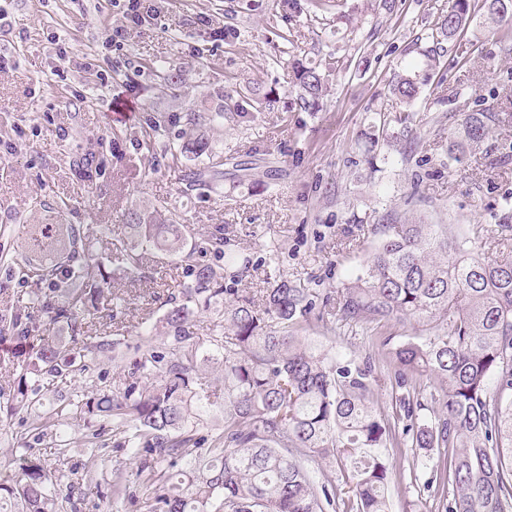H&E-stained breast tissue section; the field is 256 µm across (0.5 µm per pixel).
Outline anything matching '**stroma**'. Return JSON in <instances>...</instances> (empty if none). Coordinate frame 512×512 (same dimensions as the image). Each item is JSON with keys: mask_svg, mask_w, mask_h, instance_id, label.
Instances as JSON below:
<instances>
[{"mask_svg": "<svg viewBox=\"0 0 512 512\" xmlns=\"http://www.w3.org/2000/svg\"><path fill=\"white\" fill-rule=\"evenodd\" d=\"M273 0H163L160 21L129 27L121 46L107 42L124 21L123 0H0V312L15 307L39 280L29 261L26 231L32 224H69L75 240L57 265L70 269L90 257L102 262L107 284L122 303L99 335L120 340L126 358L150 341L170 342L164 317L168 294L191 283V268L223 273L228 298L261 296L279 279L298 280L329 292L359 274L383 224L424 218L450 224L476 241L481 257L507 252L484 230L512 225V122L496 123L466 163L448 156V144L473 110L500 111L512 101V38L501 41L482 12L447 46L425 86L412 132L397 149L370 147L366 134L380 113L396 105L388 86L420 47L431 43L442 12L454 0H405L388 13L376 0H340L352 27L327 35L335 13H280ZM207 17L200 25L199 17ZM227 32L217 39V29ZM74 49L63 74L51 36ZM327 66L329 88L319 111L298 112L291 68L281 51ZM180 69L181 81L159 92L152 65ZM112 78L100 86V75ZM258 87L270 104L254 123L225 122L210 131L228 156L218 191L190 187L182 166L142 146L154 112L181 117L202 96ZM132 105L130 122L109 126V108ZM276 162V179L263 169L238 171L233 160L252 153ZM163 206L187 224L184 249L171 256L147 251L138 272L114 261L102 234L123 235L128 209ZM223 233L225 246L207 248ZM150 331L142 339V331ZM85 373H73L43 391L39 411L49 416L69 399L94 388L121 387L125 371L111 354L86 353ZM29 412H0V481L20 479L21 452L55 458L51 439L33 430ZM66 461L56 473L64 512H148L149 492L131 481L140 459L121 435L95 415L67 420ZM108 471L101 485H83L80 474L95 461ZM128 478L125 497L113 499L115 475ZM426 455L393 452L392 512H439L446 499L429 482Z\"/></svg>", "mask_w": 512, "mask_h": 512, "instance_id": "35a3bbf8", "label": "stroma"}]
</instances>
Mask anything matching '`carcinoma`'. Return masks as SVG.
Wrapping results in <instances>:
<instances>
[{
  "label": "carcinoma",
  "mask_w": 512,
  "mask_h": 512,
  "mask_svg": "<svg viewBox=\"0 0 512 512\" xmlns=\"http://www.w3.org/2000/svg\"><path fill=\"white\" fill-rule=\"evenodd\" d=\"M481 10L505 32L512 31V0H455L432 45L396 75L389 93L399 101L393 116H382L368 138L390 144L415 122L414 105L430 72L440 63L442 41L452 40L474 10ZM297 88L295 109L316 112L326 96L325 73L316 65L290 59ZM263 102L241 94L234 111L203 99L185 114L194 129L213 128L232 118L251 122ZM506 118L491 112L467 114L448 154L457 162L488 137L491 124ZM172 118L158 112L143 146L162 145L173 163L199 160L188 169L192 186L212 189L224 177V156L203 134L169 137ZM130 241L114 239L108 249L129 268L139 266V246L177 253L184 226L159 211L132 209L123 215ZM380 243L363 271L336 294L323 298L334 319L348 326H384L401 316L425 327L419 340L390 347L384 357L362 359L320 348L302 336L323 320L318 296L301 283L282 279L266 289L263 304L249 297L228 300L224 277L207 265L194 270L182 289L183 303L168 311L172 346L160 354L138 348L124 388L95 392L71 403L70 413L101 416L124 436V446L144 453L135 480L152 491L151 512H327L342 499L345 512H390L388 484L393 472L389 449L411 446L433 451L431 482L452 486L447 512H512V259L487 262L474 255V242L446 224H383ZM80 289L46 293L35 288L25 307L0 315V332L9 325L20 336L0 335V345H29L13 369L16 378L0 386V410L29 409L44 386L78 367L81 352L117 350V340L95 342L92 326L112 310L97 263L81 267ZM224 308L206 354L191 343L187 324L192 306ZM35 309L46 320L26 313ZM65 322L66 342L30 345L34 331ZM224 364L222 388L205 389L201 364ZM393 371L405 389L391 420L374 407L378 369ZM447 384L444 410L420 421L427 409L419 395L431 379ZM224 403V429L201 447L196 437L202 415ZM407 420L399 427L397 422ZM327 460L338 467L314 476L309 464ZM22 478L0 483V502L16 512H62L56 492L58 460L32 454L19 457Z\"/></svg>",
  "instance_id": "carcinoma-1"
}]
</instances>
